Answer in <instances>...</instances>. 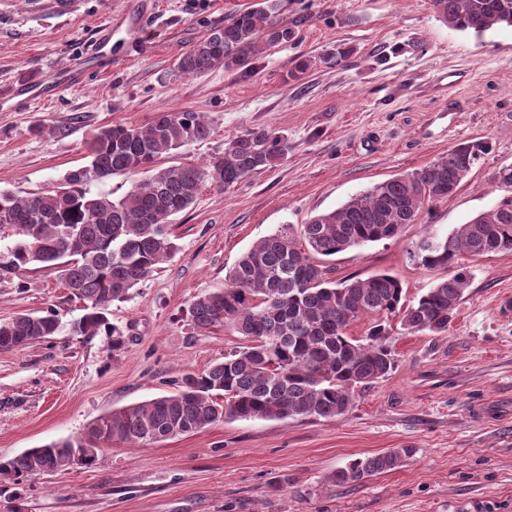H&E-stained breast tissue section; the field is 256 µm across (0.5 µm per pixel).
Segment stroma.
<instances>
[{"label":"stroma","instance_id":"1","mask_svg":"<svg viewBox=\"0 0 512 512\" xmlns=\"http://www.w3.org/2000/svg\"><path fill=\"white\" fill-rule=\"evenodd\" d=\"M256 2L0 0V93L57 84L18 108L0 101V191L51 190L86 165L97 128H144L173 110L203 113L211 129L181 149L184 161H207L252 129L288 139L278 165L227 189L205 185L176 217L178 252L109 308L124 332L120 349L108 336L72 335L84 303L58 269L33 264L19 281L0 282V321L51 308L62 321L55 336L0 350L1 461L77 438L241 346L232 328L197 331L187 308L282 225L306 223L456 145H484L454 196L421 223L327 262L336 282L392 274L411 300L445 276L410 260L416 245L498 200L490 176L512 164V27L457 30L431 0H281L294 37L252 71L176 75L181 54ZM119 15L130 22L113 29L99 69L78 85L60 81L85 66ZM459 264L470 285L447 334L393 327L394 371L357 390L345 415L227 420L144 447L111 442L96 465L40 476L15 501L0 475V512H512V252L464 254ZM391 448L415 454L360 484L327 483Z\"/></svg>","mask_w":512,"mask_h":512}]
</instances>
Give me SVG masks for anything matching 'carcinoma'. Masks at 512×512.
Masks as SVG:
<instances>
[{
	"label": "carcinoma",
	"instance_id": "1",
	"mask_svg": "<svg viewBox=\"0 0 512 512\" xmlns=\"http://www.w3.org/2000/svg\"><path fill=\"white\" fill-rule=\"evenodd\" d=\"M457 30L482 33L512 26V0H432ZM280 0H260L209 31L182 54L183 76L222 69L249 71L254 57L290 41L293 30L280 21ZM210 128L202 113L161 112L147 128L123 124L101 127L88 143L89 164L68 173L60 186L30 197L0 192V230L15 236L0 251V280L10 281L35 263L60 269L62 281L85 302L71 326L74 336L112 337L122 346L123 331L108 322V309L178 250L173 218L189 209L208 182L230 187L276 166L288 153V139L272 130H250L224 143L204 164L160 161L203 140ZM481 149L459 144L429 166L374 185L339 208L300 225L285 224L246 250L226 272L224 287L189 304L199 331L230 326L243 345L200 372L185 374L175 392L105 414L75 439L28 448L0 463V474L17 486L38 478L85 439L150 445L194 433L214 423L250 419H332L346 414L356 389L386 377L395 366L388 326L396 319L410 333L442 335L454 318L468 273L453 270L461 253L473 257L512 252V164L492 178L503 195L487 211L439 240L427 238L412 258L427 269H444L418 299L407 302L401 282L389 273L336 284L326 277L327 258L367 243L391 239L404 224L451 198L471 173ZM142 172L120 197L107 188L115 175ZM96 191H91V186ZM376 318L364 340L348 327ZM59 313H23L0 322V350L55 335ZM416 452L392 448L356 459L328 481L359 484L399 468Z\"/></svg>",
	"mask_w": 512,
	"mask_h": 512
}]
</instances>
